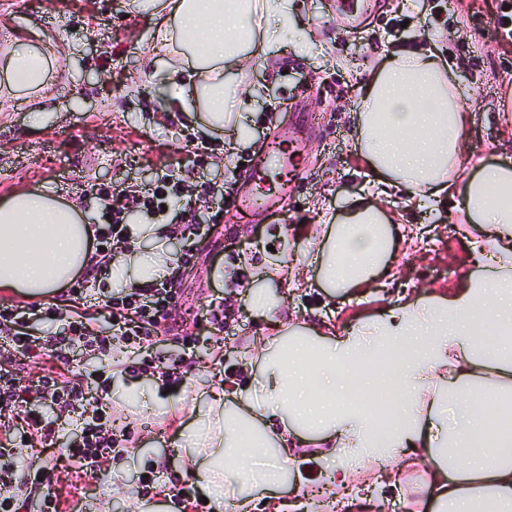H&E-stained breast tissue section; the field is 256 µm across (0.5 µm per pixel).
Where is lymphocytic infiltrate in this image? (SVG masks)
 Returning <instances> with one entry per match:
<instances>
[{
	"mask_svg": "<svg viewBox=\"0 0 512 512\" xmlns=\"http://www.w3.org/2000/svg\"><path fill=\"white\" fill-rule=\"evenodd\" d=\"M101 200L107 201L105 223L95 225L93 247L95 261L93 272H101L107 257L119 245L128 244L132 229L128 222L131 209L158 216L163 208L180 207L188 214L186 192L182 185L166 178L155 181L153 187L139 190L103 186L98 190ZM201 226L195 219L170 225L168 233L186 240L187 248L178 265L168 277L155 279L138 288H129L97 299L94 288L81 283L72 289L70 297L57 298L55 303L41 307L33 305L0 304V512H60L61 498L58 490V469L51 466L35 472H25L16 464L13 446L25 440L31 448L54 447L59 438L54 420L45 413L31 410L23 420H16L13 411L23 395L29 393L28 385L14 377L9 366L17 358L48 356L68 362L69 352L75 348L101 355L107 354L109 339L97 327L105 321L122 339L136 350L151 348L178 306L177 283L182 277V266L191 263L200 241ZM93 303L96 314L88 316L81 310V302ZM43 320L54 325V332L43 337L31 332L32 320ZM78 435L68 442L61 454L67 469L96 473L105 461L104 451L116 443L107 412L99 406L84 410L75 422Z\"/></svg>",
	"mask_w": 512,
	"mask_h": 512,
	"instance_id": "f902f5d3",
	"label": "lymphocytic infiltrate"
}]
</instances>
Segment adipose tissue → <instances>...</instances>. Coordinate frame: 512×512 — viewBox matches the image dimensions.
Listing matches in <instances>:
<instances>
[{
  "instance_id": "adipose-tissue-1",
  "label": "adipose tissue",
  "mask_w": 512,
  "mask_h": 512,
  "mask_svg": "<svg viewBox=\"0 0 512 512\" xmlns=\"http://www.w3.org/2000/svg\"><path fill=\"white\" fill-rule=\"evenodd\" d=\"M162 13L160 45H174L186 69L169 75L170 99L198 106L207 128L222 127L249 90L226 82L223 65L247 63L240 45L260 19H282L289 0H133ZM46 53L15 48L0 58V96L32 101L47 85ZM466 105L431 51L398 50L367 81L356 114L357 149L376 180L353 197L344 217L309 240L305 257L321 287L381 285L404 225L382 199L395 194L433 209L457 199L470 243L466 261L482 266L455 286L368 314L342 330L278 320L272 294H250L273 336L256 345L243 380L229 377L195 404L179 450L202 496L216 508L253 512H330L356 474L419 455L416 484L402 502L426 512H512V430L485 432L489 418L512 413V160L464 174L473 156ZM92 231L72 203L36 187L0 199V296L49 299L88 265ZM112 273L135 284L162 277L165 263L135 247L118 248ZM400 353L397 367L381 357ZM397 390L400 403L369 410L357 396ZM340 449L322 488L314 461ZM291 488L293 499L280 493Z\"/></svg>"
}]
</instances>
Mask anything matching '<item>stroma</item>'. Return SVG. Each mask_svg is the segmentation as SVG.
<instances>
[{
	"instance_id": "obj_1",
	"label": "stroma",
	"mask_w": 512,
	"mask_h": 512,
	"mask_svg": "<svg viewBox=\"0 0 512 512\" xmlns=\"http://www.w3.org/2000/svg\"><path fill=\"white\" fill-rule=\"evenodd\" d=\"M346 2L292 0L290 26L304 29L305 41L284 34L276 49L265 52L256 35L246 67H225L226 79L246 85L251 96L240 119H226L222 129L189 120L190 131L211 145L200 168L162 125L164 117H179L168 106L167 80L179 57L150 54L154 18L139 13L132 0H0V54L18 39L27 48L49 51L52 64L38 111L15 101L0 104V199L39 185L79 202L89 223L98 224L100 186L143 188L169 174L192 187L195 201L210 199L212 184L235 198L246 189V169L282 129L300 146L288 169L287 214L225 206L223 223L199 243L195 264L183 276L176 319L192 320L218 295L234 308L225 332L202 330L189 347L179 336L163 335L150 351L147 370L128 369L127 354L117 350L71 356L62 378L85 383L86 396L96 394L95 374L109 376V415L122 450L119 467L83 478L62 475L76 512H97L107 498H124L134 507L159 503L164 485L145 498L138 493V478L149 466L187 477L174 450L181 428L192 420V398L222 385L225 375L241 374L246 350L268 334L264 319L249 308L258 273L303 249L309 231L341 216L346 200L369 183L352 116L366 80L394 50L428 49L449 61L470 112L475 151L489 163L512 157V127L501 119L504 103L512 104V44L489 37L498 0H475L471 18L437 0H427L422 12L402 0H369L362 13L369 26L361 38L342 21ZM388 208L400 211L402 224L425 231L422 239L399 244L394 279L367 294L333 295L312 279L301 287L274 281V292L299 322L342 328L359 315L463 277L469 244L449 230L456 221L453 202L429 213L401 209L394 199Z\"/></svg>"
}]
</instances>
